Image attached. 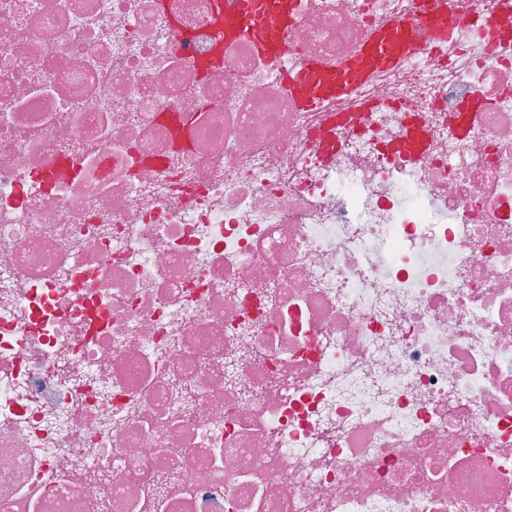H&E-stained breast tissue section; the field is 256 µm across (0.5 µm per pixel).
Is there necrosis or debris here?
Here are the masks:
<instances>
[{"instance_id":"necrosis-or-debris-1","label":"necrosis or debris","mask_w":512,"mask_h":512,"mask_svg":"<svg viewBox=\"0 0 512 512\" xmlns=\"http://www.w3.org/2000/svg\"><path fill=\"white\" fill-rule=\"evenodd\" d=\"M445 2L310 110L424 0L215 71V0H0V512H512V0ZM422 30L430 39L442 41L453 33V24L448 15L436 11L430 2L422 18ZM414 43L413 32L405 22H389L376 29L357 56L336 69L315 62L303 63L290 79L291 91L306 107H317L325 99L345 94L376 69L396 64L410 53Z\"/></svg>"}]
</instances>
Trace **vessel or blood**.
<instances>
[{
    "label": "vessel or blood",
    "instance_id": "b4317fda",
    "mask_svg": "<svg viewBox=\"0 0 512 512\" xmlns=\"http://www.w3.org/2000/svg\"><path fill=\"white\" fill-rule=\"evenodd\" d=\"M241 10H219L214 33L216 48L240 35H248L260 54L279 55L281 34L296 17L297 0H243ZM422 30L430 39L442 41L453 32L448 15L427 8ZM415 43L411 28L394 21L376 29L371 40L355 57L339 67L326 68L315 62L303 63L291 78V90L306 107L319 106L328 98L345 94L363 82L376 69L399 62L410 53Z\"/></svg>",
    "mask_w": 512,
    "mask_h": 512
}]
</instances>
